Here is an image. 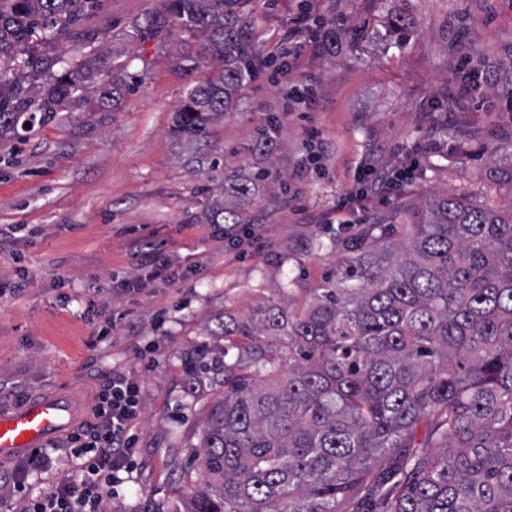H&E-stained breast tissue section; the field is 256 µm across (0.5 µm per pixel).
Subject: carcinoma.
<instances>
[{
	"label": "carcinoma",
	"instance_id": "carcinoma-1",
	"mask_svg": "<svg viewBox=\"0 0 512 512\" xmlns=\"http://www.w3.org/2000/svg\"><path fill=\"white\" fill-rule=\"evenodd\" d=\"M152 2L134 38L176 30L222 61L174 110V134L202 144L266 64L249 0ZM105 12V0H0V146L37 117L105 111L132 91L102 50ZM392 32L401 45L413 26L397 18ZM266 179L224 176L206 223H241ZM330 249L300 307L269 297L226 312L224 348L190 355L192 378L219 394L166 512H512V208L436 197Z\"/></svg>",
	"mask_w": 512,
	"mask_h": 512
}]
</instances>
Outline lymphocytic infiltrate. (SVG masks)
<instances>
[{"label":"lymphocytic infiltrate","mask_w":512,"mask_h":512,"mask_svg":"<svg viewBox=\"0 0 512 512\" xmlns=\"http://www.w3.org/2000/svg\"><path fill=\"white\" fill-rule=\"evenodd\" d=\"M324 28L323 21L304 12L289 18L282 34L285 55L297 54L308 44H321ZM141 409V385L135 375H102L90 419L29 459L33 471L44 473L52 469L54 453H61L75 463V476L49 483L33 495L26 492V476H16L12 489L25 493L24 512H101L113 488L134 470L130 430Z\"/></svg>","instance_id":"f902f5d3"}]
</instances>
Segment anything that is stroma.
I'll list each match as a JSON object with an SVG mask.
<instances>
[{
	"label": "stroma",
	"mask_w": 512,
	"mask_h": 512,
	"mask_svg": "<svg viewBox=\"0 0 512 512\" xmlns=\"http://www.w3.org/2000/svg\"><path fill=\"white\" fill-rule=\"evenodd\" d=\"M110 48L127 62L134 90L111 111L63 112L35 121L0 149V406L59 392L91 407L101 373H137L143 408L131 432L138 465L107 512H161L199 444L217 390L190 383L185 357L201 344L222 348L225 311L243 316L286 290L316 287L333 263L311 240L355 232L383 212L408 210L453 192L512 207V0H307L337 21L338 53L305 48L277 75L281 33L298 0H253L257 46L268 59L246 81L205 146L178 138L172 115L212 58L179 62L194 41H132L127 25L151 0H106ZM417 33L396 46L392 18ZM488 73L454 124L432 111L461 85L464 70ZM318 95L293 94L307 77ZM276 121L270 154L252 151L257 128ZM420 148V172L389 201L326 222L364 163L390 170L406 147ZM267 171L288 188L260 185L244 203L255 241H239L203 213L226 172ZM153 246L173 284L149 277L141 261ZM26 280L23 293L15 282ZM94 307L93 321L83 320ZM116 327L105 341V322Z\"/></svg>",
	"instance_id": "1"
}]
</instances>
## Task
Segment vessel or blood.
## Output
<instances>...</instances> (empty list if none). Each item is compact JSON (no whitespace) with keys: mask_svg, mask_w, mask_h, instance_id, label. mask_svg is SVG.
Listing matches in <instances>:
<instances>
[{"mask_svg":"<svg viewBox=\"0 0 512 512\" xmlns=\"http://www.w3.org/2000/svg\"><path fill=\"white\" fill-rule=\"evenodd\" d=\"M77 416V407L61 395L0 409V464L47 447L73 426Z\"/></svg>","mask_w":512,"mask_h":512,"instance_id":"b4317fda","label":"vessel or blood"}]
</instances>
